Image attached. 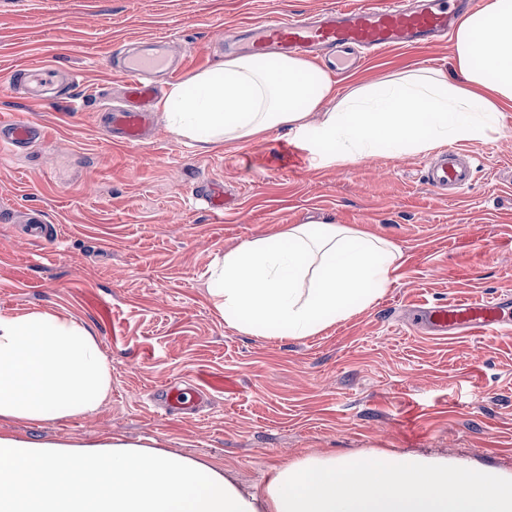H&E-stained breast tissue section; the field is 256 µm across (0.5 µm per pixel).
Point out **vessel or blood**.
I'll use <instances>...</instances> for the list:
<instances>
[{
	"instance_id": "b4317fda",
	"label": "vessel or blood",
	"mask_w": 512,
	"mask_h": 512,
	"mask_svg": "<svg viewBox=\"0 0 512 512\" xmlns=\"http://www.w3.org/2000/svg\"><path fill=\"white\" fill-rule=\"evenodd\" d=\"M482 0H362L350 8H330L317 18L272 16L245 26L228 38L226 47L252 51L263 49L287 54L315 51L344 67L358 55L373 56L392 49L428 44L449 33L467 12L480 8ZM125 86V102L110 107L108 120L119 143L139 144L154 126L151 104L158 94L157 77L170 78L179 69L178 58L166 38L139 42L135 51L117 62ZM59 72L43 67L16 69L14 83L26 87L31 99L45 100ZM41 126L0 116V143L19 150L43 138ZM473 158L448 148L427 168L425 180L436 193L460 192L474 177ZM512 312V296L503 294L486 301H451L418 308L417 327L437 334L487 333L502 329ZM155 407L170 411L182 405V392L175 386L149 393Z\"/></svg>"
}]
</instances>
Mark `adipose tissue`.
Returning a JSON list of instances; mask_svg holds the SVG:
<instances>
[{
    "instance_id": "1",
    "label": "adipose tissue",
    "mask_w": 512,
    "mask_h": 512,
    "mask_svg": "<svg viewBox=\"0 0 512 512\" xmlns=\"http://www.w3.org/2000/svg\"><path fill=\"white\" fill-rule=\"evenodd\" d=\"M159 106L173 136L204 149L286 126L336 163L483 138L512 108V0L462 17L448 73L406 71L340 93L302 57L243 54L173 85ZM401 261L399 247L365 230L292 224L226 252L207 290L227 326L303 338L374 303ZM110 389L84 323L0 314V417L89 413ZM0 512H512V474L439 456L309 455L273 466L251 491L228 470L139 441L0 433Z\"/></svg>"
}]
</instances>
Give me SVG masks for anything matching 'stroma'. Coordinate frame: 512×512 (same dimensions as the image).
Returning a JSON list of instances; mask_svg holds the SVG:
<instances>
[{
  "label": "stroma",
  "mask_w": 512,
  "mask_h": 512,
  "mask_svg": "<svg viewBox=\"0 0 512 512\" xmlns=\"http://www.w3.org/2000/svg\"><path fill=\"white\" fill-rule=\"evenodd\" d=\"M337 0H0V115L46 131L20 152L0 146V313L49 311L83 322L112 368L97 410L54 422L0 419V431L49 442L155 440L171 453L261 487L308 454L436 455L512 473V332L457 339L405 320L422 304L512 293V108L500 133L462 142L470 187L441 196L429 152L325 163L279 127L203 150L158 122L150 142L111 143L100 114L123 96L114 47L169 38L179 80L225 58L224 36L282 12ZM452 41L390 51L337 77V90L416 68L450 70ZM76 74L34 103L14 66ZM222 186L223 211L194 187ZM38 210L53 241L26 239ZM345 224L398 246V280L367 309L303 338L225 325L206 288L211 264L291 224ZM185 383L208 411L158 413L147 391Z\"/></svg>",
  "instance_id": "1"
}]
</instances>
